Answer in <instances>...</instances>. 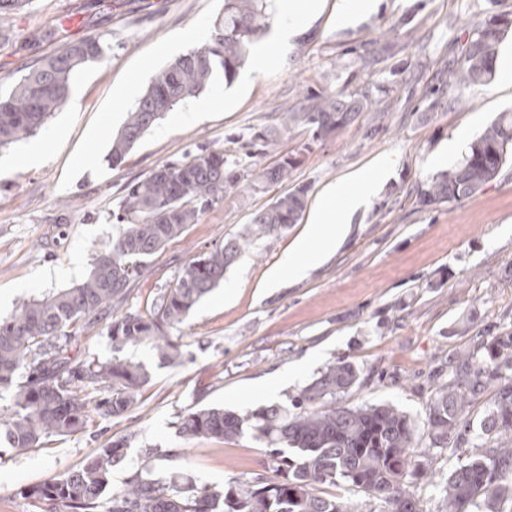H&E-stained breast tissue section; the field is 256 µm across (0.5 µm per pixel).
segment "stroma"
I'll list each match as a JSON object with an SVG mask.
<instances>
[{
    "instance_id": "35a3bbf8",
    "label": "stroma",
    "mask_w": 512,
    "mask_h": 512,
    "mask_svg": "<svg viewBox=\"0 0 512 512\" xmlns=\"http://www.w3.org/2000/svg\"><path fill=\"white\" fill-rule=\"evenodd\" d=\"M336 0H325L311 21L298 25L281 62L266 66L253 52L248 71L200 116L191 104L166 114L116 166L106 159L113 136L154 74L196 48L189 32L212 30L224 0H30L11 26L0 30V87L21 71L82 36L98 37L99 58L72 75L65 104L37 132L44 161L18 167L22 150H0V317L29 299L78 284L117 232L112 212L134 179L191 149L209 145L241 157L255 134L273 139L267 154L243 159L252 181L281 157L295 158L288 185L305 187L300 220L257 239L225 273L234 286L204 297L169 334L182 361L163 362L151 345L113 346L107 320L85 333L71 354L142 363L151 376L138 401L121 416L99 420L71 436H52L40 447L0 442V512H38L27 486L81 464L92 452L125 440L126 457L114 482L144 465L148 478L173 473L200 487L223 488L236 478L271 477L267 446L251 434L233 440H188L179 418L191 405L229 411L294 398L328 365L352 363L357 382L341 403H389L424 424L438 386L449 383L461 354L485 359L486 345L512 336V163L469 198L424 206L418 189L461 158L440 152L456 136L472 140L496 116L512 110V80L495 72L485 85L448 83V67L489 12L512 13V0H378L373 13L337 26ZM55 25L58 41L26 45L33 28ZM338 94L367 97L368 105L331 139H312L290 125L288 113L307 98ZM385 173L373 198L355 212L344 245L294 284L270 292L267 272L303 235L331 185L356 174ZM266 185L225 197L188 225L184 234L146 259L141 276L117 313L146 312L193 256L240 235L254 214L282 193ZM290 374L284 388L262 397L257 384ZM499 381L486 382L466 409L447 448L415 443L413 454L434 473L433 484H411L419 512H441L438 483L465 464L475 429L491 406ZM154 449L144 460L145 449Z\"/></svg>"
}]
</instances>
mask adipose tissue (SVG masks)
I'll return each mask as SVG.
<instances>
[{
	"mask_svg": "<svg viewBox=\"0 0 512 512\" xmlns=\"http://www.w3.org/2000/svg\"><path fill=\"white\" fill-rule=\"evenodd\" d=\"M375 189V180L367 175H359L352 182L330 187L327 191L328 196L348 198V210L333 215L325 209H317L303 236L268 272L266 287L278 288L284 283L301 279L308 270L321 264L336 251L349 233L354 209L370 198Z\"/></svg>",
	"mask_w": 512,
	"mask_h": 512,
	"instance_id": "1",
	"label": "adipose tissue"
}]
</instances>
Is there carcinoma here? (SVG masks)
<instances>
[{"instance_id": "carcinoma-1", "label": "carcinoma", "mask_w": 512, "mask_h": 512, "mask_svg": "<svg viewBox=\"0 0 512 512\" xmlns=\"http://www.w3.org/2000/svg\"><path fill=\"white\" fill-rule=\"evenodd\" d=\"M30 0H0V28L24 10ZM502 15L490 13L461 50L451 73L459 86L488 83L495 71L498 47L509 30ZM266 0H224V17L209 40L159 70L146 92L128 112L112 139L107 160L122 163L134 145L165 114L205 90L216 69L232 82L263 35ZM102 53L100 39L90 36L65 44L60 51L25 67L26 73L0 93V147L33 136L65 103L71 74ZM366 107L362 99L336 94L288 113V122L322 139L353 122ZM512 159V113H500L468 145L460 162L421 185L420 203L432 206L461 200L497 179ZM285 157L261 170L251 183L284 184L294 168ZM241 173L226 165L224 150L200 148L185 160L165 163L126 187L112 219L116 236L97 256L77 285L23 302L0 318V392L10 405L0 412V433L15 448H37L51 436L83 431L94 419L124 414L150 381L146 368L131 360L79 361L69 351L102 316L125 298L141 275L143 260L183 235L199 215L224 196L240 192ZM306 188L285 190L258 212L237 238L192 257L173 286L147 315L114 316L107 329L112 345L149 343L159 356L179 364L180 343L168 329L181 324L193 308L224 280V271L254 240L278 232L300 219ZM487 370L468 354L451 383L435 392L426 412L430 447L448 442L470 400L498 368L512 370V336H499L487 347ZM358 380L355 366L338 362L326 367L298 396V413L270 405L242 413L218 407L190 406L179 420L188 440L235 438L246 432L269 447L276 477L237 481L216 490L199 488L174 476L151 482L141 471L113 484V468L125 457L126 445L114 441L97 449L78 467L31 485L26 498L44 512H357L348 498L326 494L320 486L351 484L382 503L381 512H418L407 490L409 480L427 476L426 465L411 455L416 428L407 413L389 404L346 407L338 404ZM478 452L450 471L443 486V512H498L512 501V377L498 389L475 436Z\"/></svg>"}]
</instances>
